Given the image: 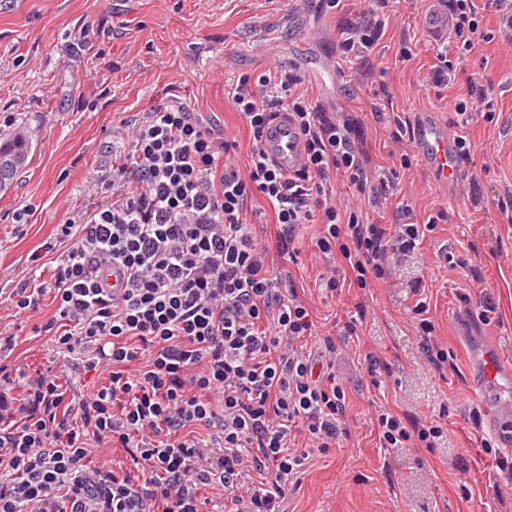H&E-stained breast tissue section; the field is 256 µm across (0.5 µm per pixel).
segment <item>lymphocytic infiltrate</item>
Masks as SVG:
<instances>
[{"label": "lymphocytic infiltrate", "instance_id": "f902f5d3", "mask_svg": "<svg viewBox=\"0 0 512 512\" xmlns=\"http://www.w3.org/2000/svg\"><path fill=\"white\" fill-rule=\"evenodd\" d=\"M454 35L439 56L434 82L454 57L491 42L474 0H448ZM384 25L375 8L341 32L349 55L377 42ZM299 77L272 67L241 75L227 93L246 123V164L213 115L173 101L127 121V135L99 182L111 202L65 218L64 246L49 280L25 273L9 296L14 318L33 319L44 301L53 315L35 324L59 368L30 369L11 359L14 335H0V512H285L311 451L335 447L344 429L346 391L331 371L332 336L314 352L301 342L316 328L290 276L274 273L267 254L295 256L299 225L320 217L312 247L322 254L325 291L341 279L365 289L384 279L390 259L415 251L435 219L371 224L361 211L337 208L331 181L340 176L380 206L396 188L392 174L369 168L357 120L312 102ZM488 85H470L454 104L460 160L462 130ZM287 113L305 139L306 158L281 169L261 147L264 131ZM263 198L277 227L265 245L247 220ZM117 285H110V278ZM106 374L105 384L69 395L66 368ZM23 397L11 396L12 386ZM382 447L410 441L434 447V422L378 417ZM304 429L309 448L295 447ZM124 449L129 465H97L93 447ZM219 490L215 502L203 489Z\"/></svg>", "mask_w": 512, "mask_h": 512}]
</instances>
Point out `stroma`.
<instances>
[{
    "label": "stroma",
    "mask_w": 512,
    "mask_h": 512,
    "mask_svg": "<svg viewBox=\"0 0 512 512\" xmlns=\"http://www.w3.org/2000/svg\"><path fill=\"white\" fill-rule=\"evenodd\" d=\"M363 0L335 9L318 0H0V113L12 117L33 142L31 161L0 192V292L16 288V275L40 255L50 276L63 215L78 216L102 201L101 170L112 164V146L125 120L174 99L215 115L246 163L250 134L227 103L243 73L263 70L270 53L303 81L311 99L339 104L359 119L358 135L370 167L396 169L398 186L368 221L387 224L407 208L415 222L437 212L444 219L407 261L392 265L371 288H343L335 297L320 286L323 260L311 249L320 224L301 225L289 261L269 252L275 271L290 272L300 301L318 333L336 339V378L347 392L346 435L327 453H313L301 482L288 494V512H512V481L498 461L512 451L486 429L491 408L512 401V390L468 398L471 360L478 348L496 347L512 365V48L481 43L445 85L430 80L450 33L436 27L442 0H389L380 9L384 35L372 48L340 63L342 27L354 21ZM101 34L72 49L68 32L85 23ZM412 57L399 58L401 47ZM491 83L494 119L465 129L471 160L456 196L441 195L420 164L404 170L395 154L393 125L376 122L371 104L412 126L420 115L449 122V105L464 98L470 82ZM457 265H449V258ZM495 307L479 317L481 300ZM427 307L448 364L436 372L417 331V304ZM357 331L346 335L347 323ZM32 321L5 317L0 328L16 334L13 360L49 365L52 352ZM388 370L368 371V355ZM432 421L443 434L434 447L385 448L380 411Z\"/></svg>",
    "instance_id": "stroma-1"
}]
</instances>
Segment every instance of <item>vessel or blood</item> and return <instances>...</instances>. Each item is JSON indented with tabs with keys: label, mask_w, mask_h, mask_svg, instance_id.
Segmentation results:
<instances>
[{
	"label": "vessel or blood",
	"mask_w": 512,
	"mask_h": 512,
	"mask_svg": "<svg viewBox=\"0 0 512 512\" xmlns=\"http://www.w3.org/2000/svg\"><path fill=\"white\" fill-rule=\"evenodd\" d=\"M411 139L419 163L435 184L445 195L454 194L464 173L455 139L446 126L430 116L421 118L412 127ZM262 147L285 170L299 169L304 162L301 135L286 116H279L268 127ZM476 365L487 385L512 389V367L503 364L494 348L485 347L477 352Z\"/></svg>",
	"instance_id": "1"
}]
</instances>
